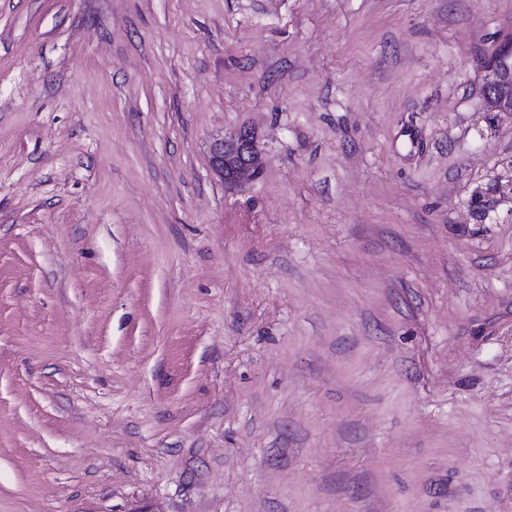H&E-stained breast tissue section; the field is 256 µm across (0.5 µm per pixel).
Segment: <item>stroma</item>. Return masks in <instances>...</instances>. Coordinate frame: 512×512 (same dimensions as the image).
I'll return each instance as SVG.
<instances>
[{
	"label": "stroma",
	"mask_w": 512,
	"mask_h": 512,
	"mask_svg": "<svg viewBox=\"0 0 512 512\" xmlns=\"http://www.w3.org/2000/svg\"><path fill=\"white\" fill-rule=\"evenodd\" d=\"M510 34L0 0V512H512ZM483 92L494 112H512V36L482 61ZM257 157L253 135L245 129H240L229 139L215 141L210 150L212 168L230 183L257 174Z\"/></svg>",
	"instance_id": "35a3bbf8"
}]
</instances>
